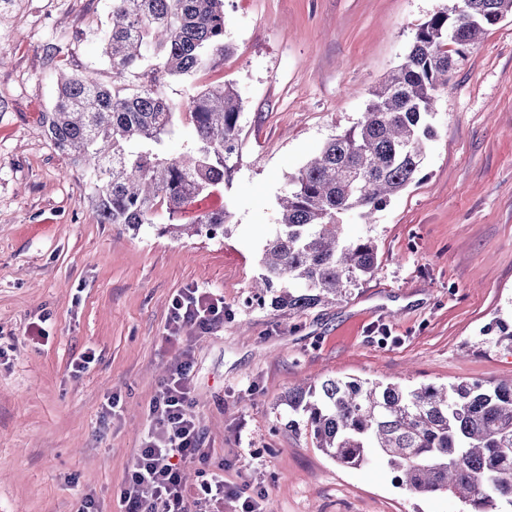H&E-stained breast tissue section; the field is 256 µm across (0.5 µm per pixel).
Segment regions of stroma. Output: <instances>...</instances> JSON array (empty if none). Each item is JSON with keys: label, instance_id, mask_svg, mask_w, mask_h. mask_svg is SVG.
<instances>
[{"label": "stroma", "instance_id": "obj_1", "mask_svg": "<svg viewBox=\"0 0 512 512\" xmlns=\"http://www.w3.org/2000/svg\"><path fill=\"white\" fill-rule=\"evenodd\" d=\"M457 0H225L214 68L165 87L175 101L229 83L243 101L229 183L192 204L228 210L225 235L139 232L93 219L91 176L47 139L55 71L115 77L101 58L112 0H0V512H122L120 493L152 425L149 404L182 350L208 453L185 469L224 474L218 512L263 491L260 512H470L397 484L381 455L346 469L284 396L355 376L408 387L512 379V351L486 339L512 322V17L488 27L438 92L416 180L344 234L378 247V270L339 303L298 312L250 302L290 178L360 121L371 90L402 65L419 26ZM57 46L48 59V46ZM197 288L227 314L168 331L173 297ZM43 324L50 339L32 341ZM95 360L81 373L86 349ZM119 396L109 408L110 396Z\"/></svg>", "mask_w": 512, "mask_h": 512}]
</instances>
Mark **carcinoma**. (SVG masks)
<instances>
[{
  "label": "carcinoma",
  "mask_w": 512,
  "mask_h": 512,
  "mask_svg": "<svg viewBox=\"0 0 512 512\" xmlns=\"http://www.w3.org/2000/svg\"><path fill=\"white\" fill-rule=\"evenodd\" d=\"M466 15L440 12L416 32L405 62L371 91L357 125L331 138L291 177L280 199L279 230L267 241L254 299L290 311L342 300L377 271L369 238L348 239L342 218H368L415 181L432 136L435 94L463 50L512 17V0H471ZM224 0H112L103 46L116 83L87 70L63 78L44 128L55 148L93 169V218L136 231L173 220L230 180L239 161L242 101L222 83L180 102L164 85L211 68L229 52ZM453 45L455 49L446 50ZM138 79L135 88L126 78ZM192 127L185 151L167 141ZM228 211L202 212L175 232L224 234ZM284 402L306 417L325 455L357 469L375 449L410 491L448 492L472 512L512 503V380L423 385L326 378L293 388Z\"/></svg>",
  "instance_id": "obj_1"
}]
</instances>
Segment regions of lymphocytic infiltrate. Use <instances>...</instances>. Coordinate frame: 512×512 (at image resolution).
I'll use <instances>...</instances> for the list:
<instances>
[{
    "instance_id": "lymphocytic-infiltrate-1",
    "label": "lymphocytic infiltrate",
    "mask_w": 512,
    "mask_h": 512,
    "mask_svg": "<svg viewBox=\"0 0 512 512\" xmlns=\"http://www.w3.org/2000/svg\"><path fill=\"white\" fill-rule=\"evenodd\" d=\"M224 319V300L212 293L187 288L171 303L170 330L207 329ZM192 357L181 353L171 364L168 378L150 403L155 423L138 448L120 498L124 512H190L224 497V477L213 474L196 488L187 487L180 466L204 459L206 451L192 401Z\"/></svg>"
}]
</instances>
